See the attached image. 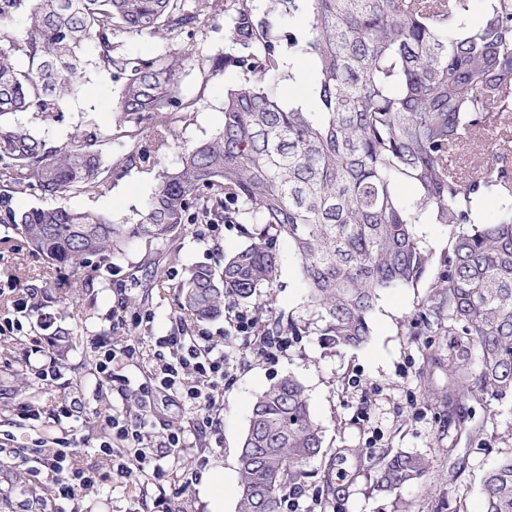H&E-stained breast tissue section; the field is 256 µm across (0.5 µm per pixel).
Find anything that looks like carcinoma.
Listing matches in <instances>:
<instances>
[{
  "instance_id": "carcinoma-1",
  "label": "carcinoma",
  "mask_w": 512,
  "mask_h": 512,
  "mask_svg": "<svg viewBox=\"0 0 512 512\" xmlns=\"http://www.w3.org/2000/svg\"><path fill=\"white\" fill-rule=\"evenodd\" d=\"M0 0V224L59 266L121 254L132 242L162 245L186 224H240L245 245L217 271L195 265L179 286L181 309L201 318L273 288L279 241L288 238L319 335L341 347L366 344L381 294L416 288L431 253L415 224L448 225L452 358L460 382L493 399L512 398V0ZM224 12L232 51L211 74L240 75L224 94L218 134L155 175L136 219L68 205L97 196L112 177L149 161L190 120L197 100L179 92L185 30ZM305 13L308 32L283 31ZM23 15L26 26L7 25ZM146 36L152 55L127 50ZM317 67L316 111L286 106L276 82L297 79L295 59ZM119 83L115 134L75 132L51 145L14 124L19 112L61 118L81 90L87 63ZM123 152L110 165L104 147ZM417 190L414 200L401 188ZM50 199L18 210V194ZM502 201L481 220L477 202ZM323 445L305 389L293 374L253 402L238 467V512H281L282 497L306 487ZM428 469L397 451L377 487L401 499ZM484 512H512V456L486 475Z\"/></svg>"
}]
</instances>
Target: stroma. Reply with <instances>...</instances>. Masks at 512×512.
I'll use <instances>...</instances> for the list:
<instances>
[{"mask_svg":"<svg viewBox=\"0 0 512 512\" xmlns=\"http://www.w3.org/2000/svg\"><path fill=\"white\" fill-rule=\"evenodd\" d=\"M177 43L185 53L179 74L184 96L201 102L188 125L154 158L158 169L175 167L185 148L212 138L222 126L224 92L238 76L226 70L210 80L201 72L207 59L229 51L231 42L223 18L212 27L184 34ZM117 85L97 67L87 70L79 96L67 101L62 121L43 120L33 112L18 121L47 142L94 122L110 132ZM154 185L144 167L129 168L95 197L75 196L70 206L107 215L121 223L141 209ZM414 232L431 252L432 263L419 287L383 293L372 314L373 333L359 348L329 346L316 331L285 335L278 350L259 352L252 337L231 335L233 316L207 321L190 318L179 307L177 284L186 268L219 265L223 254L244 244L233 224H189L158 250L132 244L100 269L95 287L74 296H49V288L72 279L69 267L48 264L27 246L16 231L0 225V512H27L48 501L49 481H31L26 466L11 455L32 447L38 438L61 435L75 428L77 451L96 464L95 448L103 439L100 412L114 408L129 418L151 411L153 444H160L169 427L181 428L187 447L162 459L175 473L194 479L182 495L164 491L148 477L124 484H106L80 491L77 512H158L170 499L173 512H236L238 458L253 401L279 377L291 373L303 384L313 417L324 430L326 455L316 459L315 475L300 501L302 512H483L482 479L502 458L512 455V400L479 393H460L448 360L453 339L447 327L426 329L423 308L440 305L437 288L447 270L448 228L418 224ZM281 265L273 298L258 294L242 303L260 326L294 318L310 325L316 314L304 297L298 264L288 244H281ZM167 273L165 287L152 279L154 267ZM39 303L35 314L19 311L18 301ZM70 329L69 338L58 335ZM208 336L234 358L213 412L214 422L199 423L191 402L174 392L158 394L150 409L139 401V387L154 363L155 340L170 334ZM116 338L133 344V359L117 358L114 373L120 389L101 382L96 371L99 345ZM70 401L71 418L58 420L57 401ZM41 413L37 426L18 415L19 404ZM405 451L426 457L425 476L394 499L375 485L376 462L387 452ZM219 472L224 498L209 499L202 475ZM331 473L335 496H327L324 473Z\"/></svg>","mask_w":512,"mask_h":512,"instance_id":"stroma-1","label":"stroma"}]
</instances>
